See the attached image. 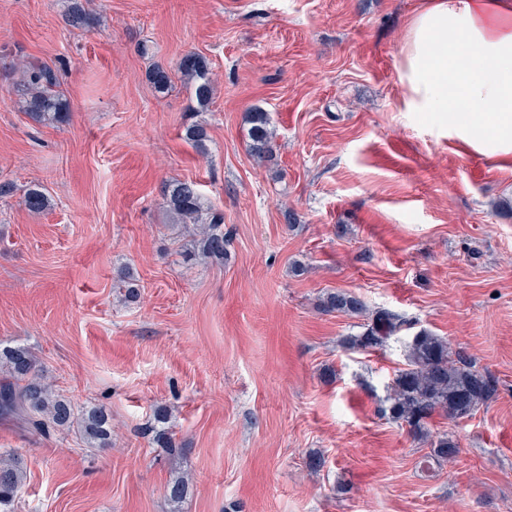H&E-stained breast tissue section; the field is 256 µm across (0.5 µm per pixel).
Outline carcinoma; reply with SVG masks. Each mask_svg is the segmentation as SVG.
<instances>
[{"label":"carcinoma","mask_w":512,"mask_h":512,"mask_svg":"<svg viewBox=\"0 0 512 512\" xmlns=\"http://www.w3.org/2000/svg\"><path fill=\"white\" fill-rule=\"evenodd\" d=\"M66 20L73 27L91 22L82 0H72ZM178 69L191 81L198 105L206 107L212 96V82L205 58L189 53L184 55ZM25 80L20 88L25 114L38 124L62 123L69 119L66 101L57 94L58 75L42 62H28L24 66ZM248 150L251 155L265 159L273 154V131L268 113L255 110L248 113ZM183 139L206 152L207 132L199 124L184 129ZM170 213L183 224L197 225L190 256L211 261H222L226 254L224 216L205 208L194 182L176 181L165 193ZM26 209L35 214L45 211L49 198L39 184L31 185L24 195ZM319 309L326 313L358 316L366 310L360 298L345 292H329L322 297ZM402 319L391 312L379 313L373 322L358 335L348 336L344 343L350 350H369L382 346L400 329ZM406 367L399 370L387 389L381 413L407 429L413 438L425 440L430 452L424 456L426 466L432 459H449L456 453L457 443L446 434H433L430 422L436 415L461 419L472 415L479 407L491 401L497 392L496 380L474 368L462 356L451 351L448 342L428 330H420L409 337L405 345ZM0 365L10 376L23 382L14 387L0 388V409L4 413L26 420L37 429L52 424L62 429L77 426L80 436L89 443L105 448L110 445L111 424L96 407H75L71 401L55 392L39 376L29 348L21 345L0 348ZM155 421L162 424L156 431V440L166 448L175 447L168 430L165 409L155 411ZM26 469L22 460L14 456L0 458V512H14L24 481ZM188 480L177 477L166 488L168 498L180 502L187 493Z\"/></svg>","instance_id":"cac0c4a2"}]
</instances>
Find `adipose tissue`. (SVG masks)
<instances>
[{
  "instance_id": "ef3b65f1",
  "label": "adipose tissue",
  "mask_w": 512,
  "mask_h": 512,
  "mask_svg": "<svg viewBox=\"0 0 512 512\" xmlns=\"http://www.w3.org/2000/svg\"><path fill=\"white\" fill-rule=\"evenodd\" d=\"M414 111L456 123L512 152V0H429L409 22L399 59Z\"/></svg>"
}]
</instances>
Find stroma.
Instances as JSON below:
<instances>
[{"instance_id":"obj_1","label":"stroma","mask_w":512,"mask_h":512,"mask_svg":"<svg viewBox=\"0 0 512 512\" xmlns=\"http://www.w3.org/2000/svg\"><path fill=\"white\" fill-rule=\"evenodd\" d=\"M426 2L86 0L74 28L67 0H0V344L112 424L92 448L0 417V451L26 467L17 512H512V154L407 110L398 61ZM189 52L208 62L204 110L177 69ZM30 60L57 71L67 122L22 111ZM256 107L268 162L247 150ZM194 122L207 153L183 139ZM178 180L223 215L224 263H184ZM336 291L365 312L318 310ZM382 310L407 328L347 350ZM420 329L498 382L473 415L435 418L458 450L427 472V446L380 413Z\"/></svg>"}]
</instances>
